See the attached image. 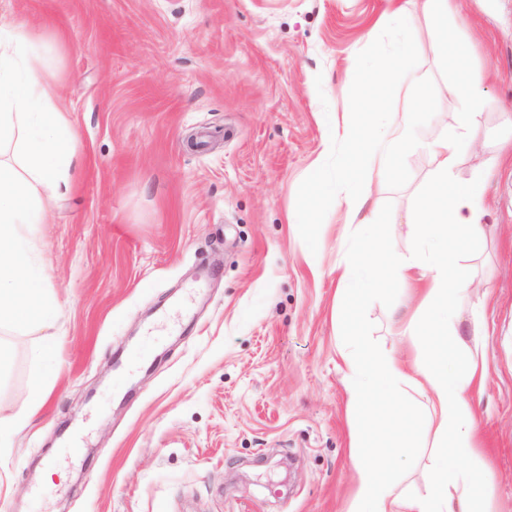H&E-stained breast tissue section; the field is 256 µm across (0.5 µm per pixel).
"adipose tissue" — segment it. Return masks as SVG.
<instances>
[{
	"instance_id": "adipose-tissue-1",
	"label": "adipose tissue",
	"mask_w": 512,
	"mask_h": 512,
	"mask_svg": "<svg viewBox=\"0 0 512 512\" xmlns=\"http://www.w3.org/2000/svg\"><path fill=\"white\" fill-rule=\"evenodd\" d=\"M460 9L461 0L421 3L422 14L433 24L432 49L457 64L450 95L474 108L484 98V82L464 63L468 48L448 34V21ZM39 41L25 26L0 25V148L13 151L0 158V329L39 337L35 354L40 357L52 343L56 313L44 269L32 257L27 240L44 220L40 190L67 181L78 140L57 106L55 83L35 65ZM419 52L409 39L392 50L372 49L367 66L353 75L360 107L333 125L327 144L341 151L336 176L328 178L322 164L314 163L307 202L288 218L292 224L313 218L330 200L345 226L362 231L336 265L344 303L336 329L352 344L343 360L349 405L357 418L353 445L361 450L348 512H480L485 489L472 391L482 384L486 366L460 360L450 342L458 334L459 303L468 284L467 269L459 260L481 239L485 184L491 174L484 167L468 180L455 179L469 142L466 135H445L427 145L432 173L406 215L408 235L422 246V255L371 253L380 233L374 182L397 170L421 123L414 100ZM415 281L422 282L424 297L404 333L419 337L425 354L406 368L361 343L358 311L385 283L407 286ZM405 381L426 395L427 414L414 415L398 404ZM428 432L438 452L425 488L399 501L393 470L403 449Z\"/></svg>"
}]
</instances>
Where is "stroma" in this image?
Listing matches in <instances>:
<instances>
[{
  "instance_id": "obj_1",
  "label": "stroma",
  "mask_w": 512,
  "mask_h": 512,
  "mask_svg": "<svg viewBox=\"0 0 512 512\" xmlns=\"http://www.w3.org/2000/svg\"><path fill=\"white\" fill-rule=\"evenodd\" d=\"M383 0H0V23L44 39L36 63L60 86L79 141L66 186L30 249L60 310L54 345L9 331L0 415L52 385L0 447V512H347L356 484L334 268L349 240L332 204L289 226L323 160L320 116L353 107L351 70L373 45ZM409 36L426 90L418 139L374 193L381 249H411L403 221L427 181L426 143L459 103L430 47L419 0ZM471 43L487 96L457 170L479 166L484 240L465 264V324L486 331L473 397L490 512H512V0H465L452 29ZM416 287L388 284L360 311L370 348L413 364L402 333ZM431 438L407 449L395 492L421 493Z\"/></svg>"
}]
</instances>
